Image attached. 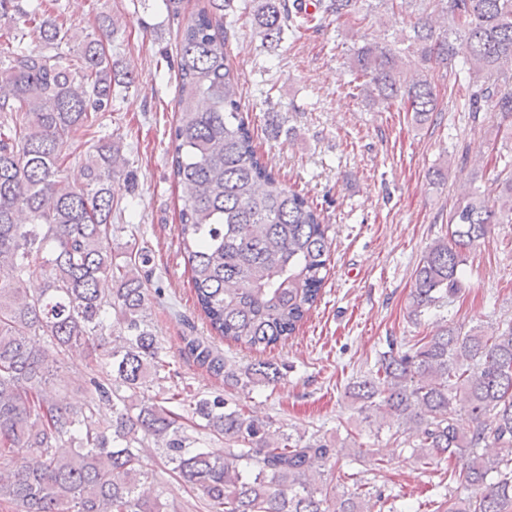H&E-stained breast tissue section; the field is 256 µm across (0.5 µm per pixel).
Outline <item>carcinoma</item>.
<instances>
[{
  "instance_id": "obj_1",
  "label": "carcinoma",
  "mask_w": 512,
  "mask_h": 512,
  "mask_svg": "<svg viewBox=\"0 0 512 512\" xmlns=\"http://www.w3.org/2000/svg\"><path fill=\"white\" fill-rule=\"evenodd\" d=\"M365 0H329L325 11L351 21ZM415 5L413 36L397 49L366 42L351 50L350 71L373 103L401 100L413 120L434 121L428 76H405V59L444 67L459 58L476 88L467 111L488 107L512 117V0H401ZM239 6L205 0L182 29L174 65L178 116L170 133L173 180L181 191L178 237L196 304L221 339L265 350L290 339L317 306L328 275L331 241L314 203L284 185L258 154L240 115L224 25ZM253 34L280 43L313 21L288 0H249ZM452 26L436 27V11ZM98 34H81L52 7L0 0V503L13 512H180L155 488L151 455L166 451L172 472L207 512H375L384 508L359 482L352 491L317 485L314 477L338 457L313 432L272 430L222 395L159 399L150 388L167 367L146 319L147 255L128 229L112 223L116 182L133 179L123 139L93 143L81 183L62 173L72 133L114 111L115 88L132 72L112 61L106 43L117 20L96 16ZM7 48H1V45ZM71 45L75 58L61 52ZM495 204L473 193L449 214L448 229L425 250L413 272L410 317L448 309L461 288L467 253L494 224L512 223V159L496 181ZM45 276L31 291L26 280ZM432 336L391 339L349 397L389 427L424 463L453 464L448 478L465 497H443L435 512H512V322L487 337L442 316ZM41 336L38 347L32 337ZM197 364L235 388L269 386L280 366L229 364L210 345L185 337ZM95 355L81 406L50 391L52 372L74 350ZM189 406L191 418L168 404ZM107 406L112 419L97 416ZM224 437V457L210 455L200 434ZM496 448L494 456L482 452Z\"/></svg>"
}]
</instances>
